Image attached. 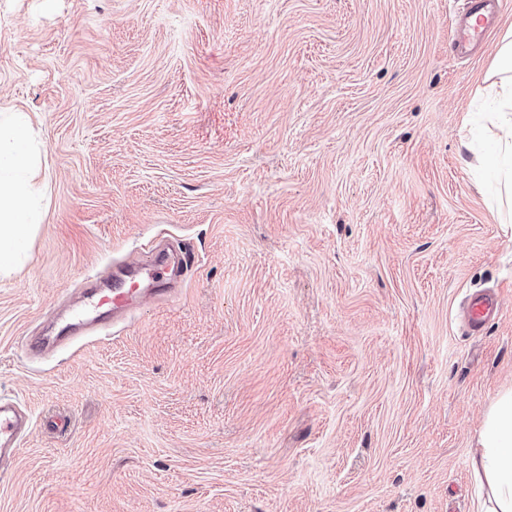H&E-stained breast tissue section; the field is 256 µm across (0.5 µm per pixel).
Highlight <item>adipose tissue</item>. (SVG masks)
I'll use <instances>...</instances> for the list:
<instances>
[{
	"mask_svg": "<svg viewBox=\"0 0 512 512\" xmlns=\"http://www.w3.org/2000/svg\"><path fill=\"white\" fill-rule=\"evenodd\" d=\"M488 77L497 102L492 123L501 131L491 164L500 203L512 209V30L502 35ZM30 129L25 113L0 117V272L18 263L40 221L34 188L45 173L33 154ZM477 446L475 476L488 487L479 512H512V388L498 392L489 405Z\"/></svg>",
	"mask_w": 512,
	"mask_h": 512,
	"instance_id": "ef3b65f1",
	"label": "adipose tissue"
}]
</instances>
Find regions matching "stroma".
Here are the masks:
<instances>
[{
    "label": "stroma",
    "instance_id": "stroma-1",
    "mask_svg": "<svg viewBox=\"0 0 512 512\" xmlns=\"http://www.w3.org/2000/svg\"><path fill=\"white\" fill-rule=\"evenodd\" d=\"M468 0H0V107L43 218L0 276V394L31 416L0 512H477L512 386V230L464 137ZM175 294L28 356L144 245ZM499 293L477 334L465 297Z\"/></svg>",
    "mask_w": 512,
    "mask_h": 512
}]
</instances>
